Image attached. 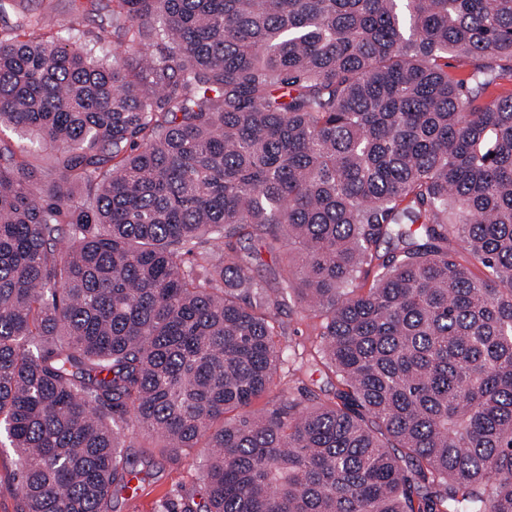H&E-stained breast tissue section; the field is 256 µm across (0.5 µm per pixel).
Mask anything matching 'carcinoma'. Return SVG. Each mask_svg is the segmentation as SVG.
Returning <instances> with one entry per match:
<instances>
[{
    "label": "carcinoma",
    "mask_w": 512,
    "mask_h": 512,
    "mask_svg": "<svg viewBox=\"0 0 512 512\" xmlns=\"http://www.w3.org/2000/svg\"><path fill=\"white\" fill-rule=\"evenodd\" d=\"M111 2L110 60L0 29V127L54 152L0 139L20 512H111L129 436L206 449L208 512H512V0ZM293 291L336 392L256 416ZM243 244L251 246L253 250L258 252V257L254 261L252 271L254 279L268 287L276 286L280 277L285 275L283 266L278 261V258L274 254L269 253L260 243L251 242V244Z\"/></svg>",
    "instance_id": "cac0c4a2"
}]
</instances>
